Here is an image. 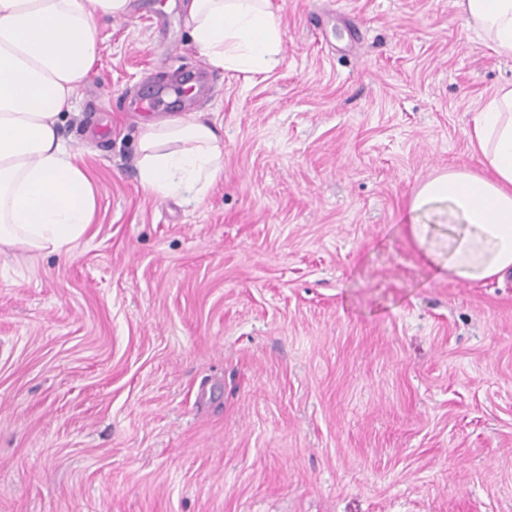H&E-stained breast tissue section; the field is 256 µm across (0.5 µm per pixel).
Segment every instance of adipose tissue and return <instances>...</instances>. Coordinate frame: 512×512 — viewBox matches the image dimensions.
<instances>
[{"mask_svg":"<svg viewBox=\"0 0 512 512\" xmlns=\"http://www.w3.org/2000/svg\"><path fill=\"white\" fill-rule=\"evenodd\" d=\"M467 29L512 57V0H458ZM130 0H0V257L69 252L90 224L97 190L72 160L61 123L98 60L94 21L125 16ZM194 46L215 68L265 73L279 62L272 0H190ZM470 144L487 170L425 182L411 214L448 210V232L410 222L435 274L468 282L512 275V86L477 112ZM224 140L201 118L140 122L141 185L168 197L204 195L223 171Z\"/></svg>","mask_w":512,"mask_h":512,"instance_id":"obj_1","label":"adipose tissue"}]
</instances>
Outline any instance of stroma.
<instances>
[{
    "instance_id": "obj_1",
    "label": "stroma",
    "mask_w": 512,
    "mask_h": 512,
    "mask_svg": "<svg viewBox=\"0 0 512 512\" xmlns=\"http://www.w3.org/2000/svg\"><path fill=\"white\" fill-rule=\"evenodd\" d=\"M264 75L208 65L187 0L96 19L61 133L98 189L68 254L0 263V512H512V279L435 276L418 187L512 59L455 0H273ZM208 82L224 171L161 198L136 102Z\"/></svg>"
}]
</instances>
